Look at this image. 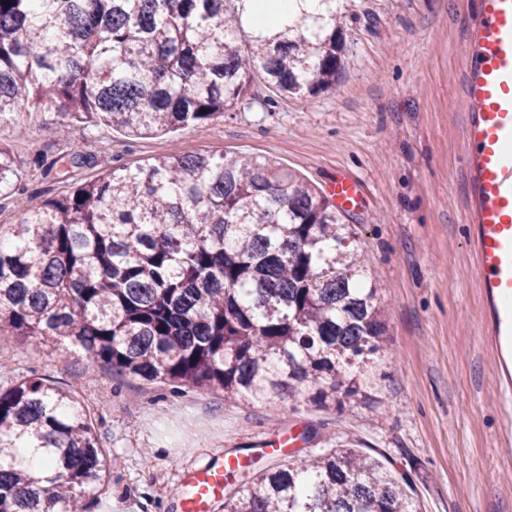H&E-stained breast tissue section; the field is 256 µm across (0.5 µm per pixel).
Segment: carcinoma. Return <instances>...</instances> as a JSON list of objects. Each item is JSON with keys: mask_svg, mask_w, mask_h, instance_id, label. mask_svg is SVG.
<instances>
[{"mask_svg": "<svg viewBox=\"0 0 512 512\" xmlns=\"http://www.w3.org/2000/svg\"><path fill=\"white\" fill-rule=\"evenodd\" d=\"M275 0H0V200L20 189L5 136L51 109L139 138L224 118L260 78L267 99L336 86V14L260 13ZM73 181L0 226V320L65 338L119 373L270 407L325 384L364 396L387 327L354 225L268 159L174 152ZM57 469L42 476L35 455ZM112 473L75 388L26 376L0 390V512H91ZM224 512H417L355 449L267 469Z\"/></svg>", "mask_w": 512, "mask_h": 512, "instance_id": "1", "label": "carcinoma"}]
</instances>
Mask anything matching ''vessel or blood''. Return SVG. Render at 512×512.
<instances>
[{
	"mask_svg": "<svg viewBox=\"0 0 512 512\" xmlns=\"http://www.w3.org/2000/svg\"><path fill=\"white\" fill-rule=\"evenodd\" d=\"M461 93L465 210L484 297L483 330L499 358L507 402L499 434L512 438V0H468ZM324 191L347 216L366 207L363 186L340 173ZM240 456L218 452L183 471L171 512H220Z\"/></svg>",
	"mask_w": 512,
	"mask_h": 512,
	"instance_id": "obj_1",
	"label": "vessel or blood"
}]
</instances>
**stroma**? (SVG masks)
I'll use <instances>...</instances> for the list:
<instances>
[{"mask_svg": "<svg viewBox=\"0 0 512 512\" xmlns=\"http://www.w3.org/2000/svg\"><path fill=\"white\" fill-rule=\"evenodd\" d=\"M467 0H339L343 44L335 88L269 106L268 89L230 104L205 126L142 138L41 110L9 139L23 173L0 206V225L70 193L54 161L71 147L90 157L85 178L173 151L276 161L314 186L344 171L367 196L358 226L387 334L368 370L369 396L344 407L310 394L278 409L225 400L215 390L170 392L94 363L69 343L0 328V388L28 370L78 390L112 476L93 512H169L179 472L220 450L249 456L292 435L288 459L346 444L407 479L418 512H512V440L500 439L504 399L496 353L482 334L470 228L464 221L461 76Z\"/></svg>", "mask_w": 512, "mask_h": 512, "instance_id": "35a3bbf8", "label": "stroma"}]
</instances>
